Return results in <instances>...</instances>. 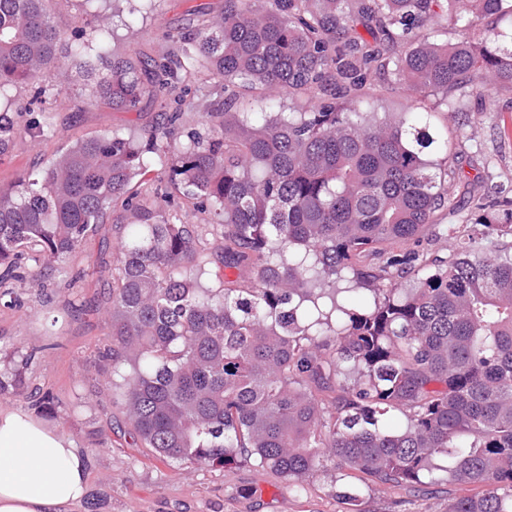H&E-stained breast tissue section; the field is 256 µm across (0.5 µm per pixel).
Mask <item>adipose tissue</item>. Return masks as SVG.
Instances as JSON below:
<instances>
[{"instance_id":"ef3b65f1","label":"adipose tissue","mask_w":512,"mask_h":512,"mask_svg":"<svg viewBox=\"0 0 512 512\" xmlns=\"http://www.w3.org/2000/svg\"><path fill=\"white\" fill-rule=\"evenodd\" d=\"M72 441L12 407H0V512H73L88 490Z\"/></svg>"}]
</instances>
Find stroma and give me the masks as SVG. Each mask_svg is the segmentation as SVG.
<instances>
[{
    "label": "stroma",
    "mask_w": 512,
    "mask_h": 512,
    "mask_svg": "<svg viewBox=\"0 0 512 512\" xmlns=\"http://www.w3.org/2000/svg\"><path fill=\"white\" fill-rule=\"evenodd\" d=\"M224 0H161L155 9L136 17L124 12L121 0H53V24L66 38L86 29L96 15L113 17V54L140 52L164 60L176 49L171 33L197 25L217 15ZM193 86L207 88V95L192 97L183 105L181 126L205 131L209 114L220 108L224 93L211 85L206 73L191 79ZM83 80L68 67H60L46 80L26 85L18 97L16 130L0 152V186L17 181L26 173L61 153L69 144L88 136L140 131L160 120V111L144 107L115 112L88 100ZM480 156L495 158L502 181H512V140L500 138L502 129H512V95L499 94L485 111L476 113ZM49 122L46 137H31L29 124ZM125 214L114 208L106 223L82 246L68 264L57 266L44 287H33L29 262H22L18 279L8 291L17 296V307L0 305V350L37 351L25 377L28 386L51 392L67 412H40L25 401L17 409L40 417L59 428L86 455L88 493L78 512H345L336 497L337 471L312 479L306 492L297 495L277 475L247 464L221 467L166 465L146 449L131 447L132 433L112 392L90 394L95 381L112 372L105 354L111 345L110 325L102 311L108 292V275L100 260L110 258L124 234ZM457 486L441 482L416 491L375 490L364 498V512H448L459 496Z\"/></svg>",
    "instance_id": "1"
}]
</instances>
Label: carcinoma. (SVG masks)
Instances as JSON below:
<instances>
[{
    "label": "carcinoma",
    "mask_w": 512,
    "mask_h": 512,
    "mask_svg": "<svg viewBox=\"0 0 512 512\" xmlns=\"http://www.w3.org/2000/svg\"><path fill=\"white\" fill-rule=\"evenodd\" d=\"M50 0H0V146L22 86L70 58L114 111L186 97L206 71L224 111L180 140L172 112L135 136L77 142L34 178L0 187V284L31 255L33 285L103 224L129 213L111 261L112 387L138 448L163 463L271 471L299 493L332 468L347 512L360 488L446 481L448 512H512V187L486 161L483 192L448 184L478 148L472 98L512 92V0H224L174 36L167 63L111 55L102 21L62 38ZM454 28L459 38L435 36ZM412 112H379L373 77ZM453 121L433 128L425 99ZM317 105L282 112V96ZM168 189H141L151 155ZM210 216L207 243L170 216ZM453 253L420 250L448 209ZM235 278H230L229 274ZM36 352L5 354L0 398L27 399ZM342 394H336V388Z\"/></svg>",
    "instance_id": "1"
}]
</instances>
